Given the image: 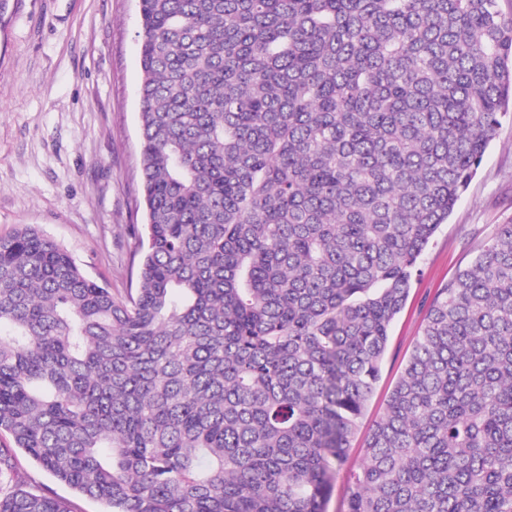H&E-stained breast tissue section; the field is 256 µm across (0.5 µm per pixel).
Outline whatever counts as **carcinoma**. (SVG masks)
Instances as JSON below:
<instances>
[{
    "label": "carcinoma",
    "instance_id": "carcinoma-1",
    "mask_svg": "<svg viewBox=\"0 0 512 512\" xmlns=\"http://www.w3.org/2000/svg\"><path fill=\"white\" fill-rule=\"evenodd\" d=\"M137 287L0 236V512H325L512 112L499 0H139ZM346 512H512V224L428 306ZM18 457L29 476V482L32 485L49 487L57 495L71 500L74 503L77 512H100L102 510V506L97 502L80 497L71 488L56 482L49 474L37 469L21 453H18Z\"/></svg>",
    "mask_w": 512,
    "mask_h": 512
}]
</instances>
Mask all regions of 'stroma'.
Returning <instances> with one entry per match:
<instances>
[{
    "label": "stroma",
    "instance_id": "35a3bbf8",
    "mask_svg": "<svg viewBox=\"0 0 512 512\" xmlns=\"http://www.w3.org/2000/svg\"><path fill=\"white\" fill-rule=\"evenodd\" d=\"M138 0H8L0 19V235L55 239L114 294L134 287L142 221ZM512 224V113L441 225L395 318L370 426L420 335L437 288L498 225Z\"/></svg>",
    "mask_w": 512,
    "mask_h": 512
}]
</instances>
